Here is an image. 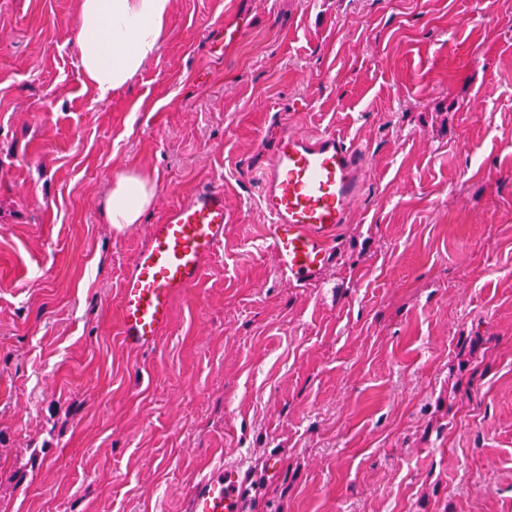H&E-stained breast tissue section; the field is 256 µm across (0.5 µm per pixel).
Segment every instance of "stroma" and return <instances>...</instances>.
Segmentation results:
<instances>
[{"label": "stroma", "mask_w": 512, "mask_h": 512, "mask_svg": "<svg viewBox=\"0 0 512 512\" xmlns=\"http://www.w3.org/2000/svg\"><path fill=\"white\" fill-rule=\"evenodd\" d=\"M78 7L0 0V512H180L226 458L255 512H512V0H172L103 100ZM276 117L370 158L304 287L265 243ZM126 169L156 200L118 227ZM207 182L224 245L132 350L123 277ZM155 182L135 173H120L113 177L107 193L103 214L109 224H137L151 205Z\"/></svg>", "instance_id": "stroma-1"}]
</instances>
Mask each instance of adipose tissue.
Segmentation results:
<instances>
[{
  "mask_svg": "<svg viewBox=\"0 0 512 512\" xmlns=\"http://www.w3.org/2000/svg\"><path fill=\"white\" fill-rule=\"evenodd\" d=\"M172 0H80L76 50L85 82L98 98L125 86L159 51ZM155 183L135 173L113 177L107 223L136 224L151 205Z\"/></svg>",
  "mask_w": 512,
  "mask_h": 512,
  "instance_id": "obj_1",
  "label": "adipose tissue"
}]
</instances>
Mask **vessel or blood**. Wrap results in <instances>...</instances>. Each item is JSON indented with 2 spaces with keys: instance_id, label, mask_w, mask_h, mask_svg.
Returning <instances> with one entry per match:
<instances>
[{
  "instance_id": "vessel-or-blood-1",
  "label": "vessel or blood",
  "mask_w": 512,
  "mask_h": 512,
  "mask_svg": "<svg viewBox=\"0 0 512 512\" xmlns=\"http://www.w3.org/2000/svg\"><path fill=\"white\" fill-rule=\"evenodd\" d=\"M272 149L259 172L271 222L267 247L289 280H317L341 258L334 241L363 191L367 152L333 130L302 133L271 122ZM225 200L205 185L151 225L121 287L120 334L129 347H153L171 320L174 299L195 286L205 260L224 244ZM254 474L237 460L192 488L183 512H253Z\"/></svg>"
}]
</instances>
